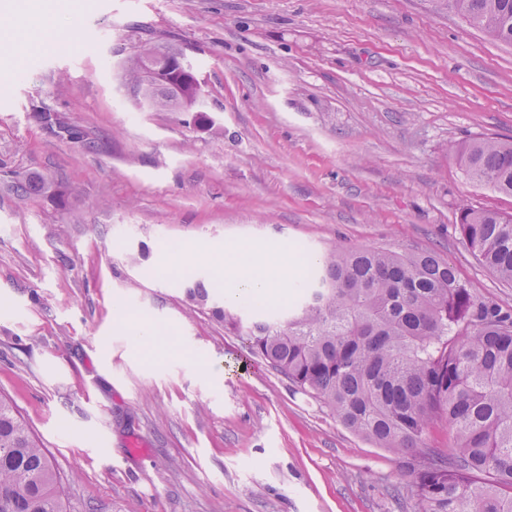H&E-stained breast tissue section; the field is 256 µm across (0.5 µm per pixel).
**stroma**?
<instances>
[{"label":"stroma","mask_w":512,"mask_h":512,"mask_svg":"<svg viewBox=\"0 0 512 512\" xmlns=\"http://www.w3.org/2000/svg\"><path fill=\"white\" fill-rule=\"evenodd\" d=\"M56 2L42 22L28 0L4 10L0 68L24 67L0 83V395L68 512H414L416 458L345 428L185 289L216 284L227 249L368 247L434 253L512 310L455 229L512 197L451 151L512 139V45L432 0ZM148 43L191 59L211 129L138 107L124 63ZM40 106L97 150L47 134ZM33 173L63 199L17 197ZM119 305L163 329L153 361Z\"/></svg>","instance_id":"35a3bbf8"}]
</instances>
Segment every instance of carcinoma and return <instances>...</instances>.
I'll return each mask as SVG.
<instances>
[{
    "mask_svg": "<svg viewBox=\"0 0 512 512\" xmlns=\"http://www.w3.org/2000/svg\"><path fill=\"white\" fill-rule=\"evenodd\" d=\"M489 39L512 44V0H444ZM195 73L163 66L140 93L158 110L201 97ZM475 185L512 197V141L476 138L453 150ZM17 196H57L32 174ZM458 232L512 284V214L466 208ZM299 301L244 323L196 279L192 306L247 337L295 387L380 448L415 456L448 422L452 456L422 454L411 471L417 512H512V312L478 297L431 253L340 249L308 258ZM0 512H67L63 478L25 418L0 396Z\"/></svg>",
    "mask_w": 512,
    "mask_h": 512,
    "instance_id": "1",
    "label": "carcinoma"
}]
</instances>
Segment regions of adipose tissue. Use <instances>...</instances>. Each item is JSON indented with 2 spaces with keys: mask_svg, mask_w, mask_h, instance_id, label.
Segmentation results:
<instances>
[{
  "mask_svg": "<svg viewBox=\"0 0 512 512\" xmlns=\"http://www.w3.org/2000/svg\"><path fill=\"white\" fill-rule=\"evenodd\" d=\"M216 274L227 283L226 296L239 301L255 296L261 299L272 296L275 289L288 285V255H262L245 248L225 251L211 259Z\"/></svg>",
  "mask_w": 512,
  "mask_h": 512,
  "instance_id": "1",
  "label": "adipose tissue"
}]
</instances>
